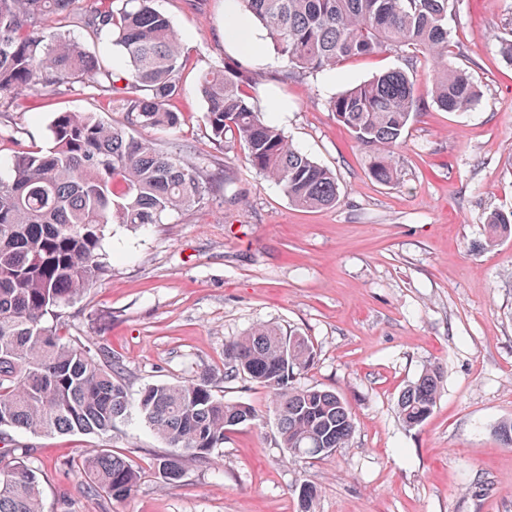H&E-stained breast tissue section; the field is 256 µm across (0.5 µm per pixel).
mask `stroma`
<instances>
[{
	"instance_id": "35a3bbf8",
	"label": "stroma",
	"mask_w": 512,
	"mask_h": 512,
	"mask_svg": "<svg viewBox=\"0 0 512 512\" xmlns=\"http://www.w3.org/2000/svg\"><path fill=\"white\" fill-rule=\"evenodd\" d=\"M225 0H157L190 64L171 103L174 129L138 137L177 146L225 169L210 199L166 223L132 231L108 225L110 268L61 324L112 348L131 397L148 385L210 373L218 394L253 405L259 418L227 434L215 463L189 460L163 482V443L138 413L111 436L19 434L46 512H297L302 485L319 489L313 512H512V448L493 432L512 419V237L475 250L491 212L512 210V63L497 38L512 35V0H459L448 19L450 64L477 85L468 110L438 107L422 54L386 51L335 70L281 81L271 43L250 61V90L292 143L331 169L335 207L303 211L260 177L240 147L214 146L200 74L236 58L224 41ZM411 70L418 114L398 150V175L382 184L370 156L336 121L335 94L392 69ZM58 112L122 113L93 83L49 98L20 97L0 129V157L44 148ZM297 330L314 345L297 385L335 390L355 415L349 447L320 460L279 445L268 392L224 378V347L257 324ZM442 371L431 417L406 429L401 391L426 368ZM89 448L129 457L141 476L114 501L91 492L62 463Z\"/></svg>"
}]
</instances>
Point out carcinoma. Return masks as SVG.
I'll return each instance as SVG.
<instances>
[{
    "instance_id": "obj_1",
    "label": "carcinoma",
    "mask_w": 512,
    "mask_h": 512,
    "mask_svg": "<svg viewBox=\"0 0 512 512\" xmlns=\"http://www.w3.org/2000/svg\"><path fill=\"white\" fill-rule=\"evenodd\" d=\"M239 2L266 31L287 79L389 49L412 50L431 63V95L439 107L463 111L477 98L470 78L447 62L448 13L457 0ZM71 3L0 0L1 106L29 91L53 96L87 80L104 97L117 99L125 114V124L114 126L95 112H58L48 148H22L0 167V512H44L41 480L30 465L33 449L20 445L16 433L110 436L129 416L128 391L112 350L49 325L106 271L105 226L163 224L171 214L204 203L215 183L226 180L180 148L163 151L132 134L181 124L169 102L183 91L187 58L155 0H123L117 10L96 9L82 18L88 33L104 34L122 49L126 67L120 72L102 69L96 55L64 33L47 40L38 34L46 14L68 23ZM251 83L249 65L233 59L200 75L213 143L239 144L251 167L278 185L293 206L336 205L334 173L255 109L247 92ZM328 108L371 153L370 175L393 182L396 150L418 111L408 73L375 76L331 97ZM510 236L512 212H496L477 247L485 250ZM313 361L307 337L272 324L256 325L224 347V379L267 389L280 446L310 460L349 447L355 432L350 405L339 393L296 386L295 377ZM441 379L434 366L401 392L397 413L405 427L430 417ZM137 410L165 445L156 469L172 482L181 478L185 461H210L228 432L256 420L251 405L224 400L206 376L149 385ZM66 465L115 501L128 497L139 481L132 461L107 448Z\"/></svg>"
}]
</instances>
